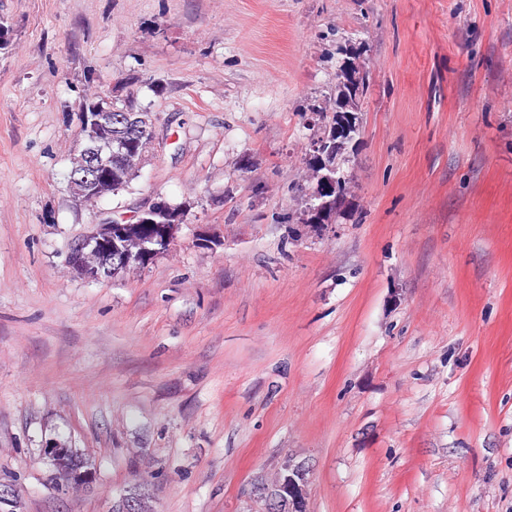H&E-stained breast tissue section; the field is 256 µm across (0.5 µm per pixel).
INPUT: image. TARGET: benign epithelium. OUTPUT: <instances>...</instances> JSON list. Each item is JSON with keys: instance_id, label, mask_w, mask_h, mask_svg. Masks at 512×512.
Returning <instances> with one entry per match:
<instances>
[{"instance_id": "1", "label": "benign epithelium", "mask_w": 512, "mask_h": 512, "mask_svg": "<svg viewBox=\"0 0 512 512\" xmlns=\"http://www.w3.org/2000/svg\"><path fill=\"white\" fill-rule=\"evenodd\" d=\"M112 98L106 94L101 100L80 113L83 147L80 150L78 165L70 170V183H79L84 188V197L80 202H93L101 185L112 183V161L125 163L132 168L141 166L145 152L137 151L124 141L102 143L96 138L98 128L112 122V108L108 107ZM345 112L340 114L336 125L335 138L327 142L315 141L311 149L317 158L314 177L316 186L326 193L321 198L319 207L326 208L331 204L341 206L345 201V191L341 190L346 178L340 171L338 157L353 141L357 131V115L348 111L351 102L341 101ZM165 205L160 201L150 209L132 217H113L110 220L93 225V230L73 247L70 265L81 277L97 281L110 276L107 265L112 261V253L121 254L124 264L129 258L154 256L168 250L172 244L178 225L166 224L161 227L160 236L145 237L140 233V225L148 223V215ZM46 455L53 468H58L61 460L69 456L77 460V466L69 471V483L77 488H84L92 482V468L87 459L81 458L70 448H48ZM309 470L301 462H288V475L276 490L281 496V503L287 512H307V496L309 487ZM144 488L135 486L122 494L113 506V512H139Z\"/></svg>"}]
</instances>
